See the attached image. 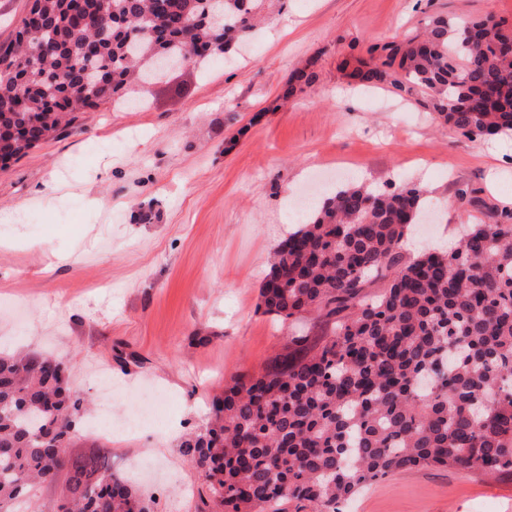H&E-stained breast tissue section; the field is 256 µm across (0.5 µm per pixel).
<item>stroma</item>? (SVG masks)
I'll return each mask as SVG.
<instances>
[{
    "mask_svg": "<svg viewBox=\"0 0 512 512\" xmlns=\"http://www.w3.org/2000/svg\"><path fill=\"white\" fill-rule=\"evenodd\" d=\"M439 12H490L512 27V0H279L270 24L209 72L184 66L135 86L142 106L81 114L0 166V352L72 364L71 387L90 401L72 451L109 449L121 472L152 462L141 479L151 512H195L200 478L180 436L206 423L205 393L259 372L289 334L259 310V288L315 170L337 186L355 174L420 184L432 211L414 231L422 244L512 210V163L492 155L503 136H464L417 95L349 78L370 47ZM306 66L314 81L292 83ZM102 372L113 413L133 412L149 383L165 400L160 421L90 429ZM341 512H512V481L401 471Z\"/></svg>",
    "mask_w": 512,
    "mask_h": 512,
    "instance_id": "obj_1",
    "label": "stroma"
}]
</instances>
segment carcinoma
Returning <instances> with one entry per match:
<instances>
[{
	"label": "carcinoma",
	"instance_id": "obj_1",
	"mask_svg": "<svg viewBox=\"0 0 512 512\" xmlns=\"http://www.w3.org/2000/svg\"><path fill=\"white\" fill-rule=\"evenodd\" d=\"M273 0H34L0 43V163L167 71L201 69L250 35ZM96 28L73 32L76 9ZM350 78L415 89L469 136L512 130V30L488 14H437L421 34L369 49ZM423 191L346 184L322 195L268 258L259 309L295 328L256 374L224 385L181 454L199 473L196 512H340L394 473L444 467L512 481V224H469L450 249L402 251ZM72 365L0 355V512H49L37 491L66 474L80 512H150L109 451L68 452L82 418Z\"/></svg>",
	"mask_w": 512,
	"mask_h": 512
}]
</instances>
